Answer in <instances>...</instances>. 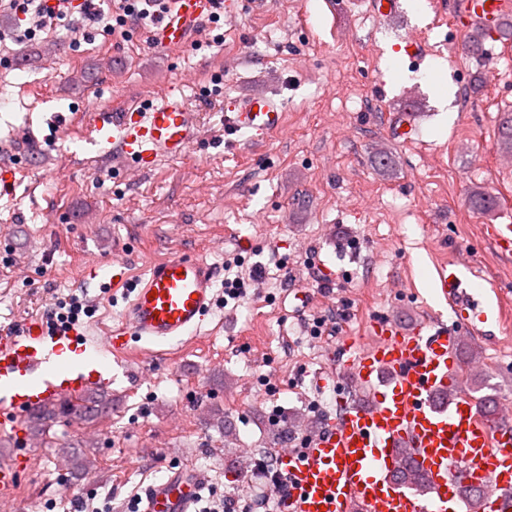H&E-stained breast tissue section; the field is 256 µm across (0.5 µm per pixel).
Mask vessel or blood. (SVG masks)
Instances as JSON below:
<instances>
[{
	"label": "vessel or blood",
	"mask_w": 512,
	"mask_h": 512,
	"mask_svg": "<svg viewBox=\"0 0 512 512\" xmlns=\"http://www.w3.org/2000/svg\"><path fill=\"white\" fill-rule=\"evenodd\" d=\"M219 6L220 0H167L150 31L153 45L184 48ZM511 14L512 0H465L462 19L494 33ZM283 119L273 98L250 96L225 112L224 131L263 137ZM93 129L123 166L144 170L184 157L201 135L197 113L175 89L121 112H96ZM217 279L216 267L197 257L148 263L126 285L122 321L105 337L107 353L136 348L148 355L200 335ZM440 283L445 303L462 315L457 325L434 320L406 330L387 321L375 326L370 342L344 345L337 364L347 380L367 389L369 399L340 397L336 416L306 435L303 448L280 455L287 492L277 512H512V402L500 401L490 419L474 398L457 392L459 345L464 335L478 333L484 315L454 273L441 271ZM111 383L110 368L90 358L87 340L77 332L52 334L31 319L0 335L1 419L75 402ZM404 448L430 481L425 497L393 477ZM26 465L19 452L0 466V493L14 488ZM204 485V475L192 467L171 469L147 488L141 512H194ZM468 486L483 491L476 504L459 494Z\"/></svg>",
	"instance_id": "obj_1"
}]
</instances>
